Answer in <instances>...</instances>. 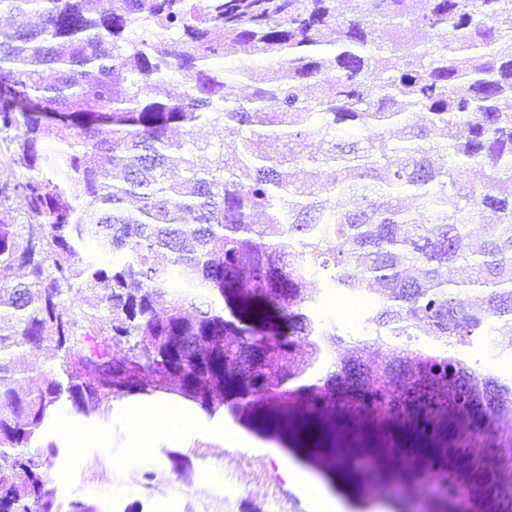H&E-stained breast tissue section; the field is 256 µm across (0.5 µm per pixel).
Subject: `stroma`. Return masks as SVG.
I'll return each instance as SVG.
<instances>
[{
    "instance_id": "1",
    "label": "stroma",
    "mask_w": 512,
    "mask_h": 512,
    "mask_svg": "<svg viewBox=\"0 0 512 512\" xmlns=\"http://www.w3.org/2000/svg\"><path fill=\"white\" fill-rule=\"evenodd\" d=\"M454 351L482 375L512 382V345L472 336ZM154 407L170 408L190 423L158 433L144 460L129 452L133 418ZM236 432L252 447L232 446L228 436ZM45 440L58 447L49 469L57 499L81 501L94 512H309L303 486L288 477L293 469L321 481L345 512H429L414 508L417 487L410 477L396 495H362L360 483L342 476L335 459L318 453L312 432L298 433L285 446L230 412L211 417L178 399L134 396L114 402L103 417L63 406Z\"/></svg>"
}]
</instances>
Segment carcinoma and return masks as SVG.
Instances as JSON below:
<instances>
[{
  "label": "carcinoma",
  "instance_id": "obj_1",
  "mask_svg": "<svg viewBox=\"0 0 512 512\" xmlns=\"http://www.w3.org/2000/svg\"><path fill=\"white\" fill-rule=\"evenodd\" d=\"M337 2L0 0V144L24 170L0 181V268L22 272L0 285V512H91L56 502L44 429L135 395L213 416L228 393L279 436L398 421L437 512L477 497L440 461L484 467L512 384L448 349L362 352L512 336V0H352L341 23ZM228 40L258 61L215 66ZM327 292L365 303L369 339L319 319ZM38 350L54 365L27 390ZM389 348H384L381 352L373 349L363 354L362 359L371 365L379 363L381 360L393 359L397 355L402 354V350L409 349L410 351H426L433 348V344L426 336H420L418 339H408L405 336L397 339H389Z\"/></svg>",
  "mask_w": 512,
  "mask_h": 512
}]
</instances>
